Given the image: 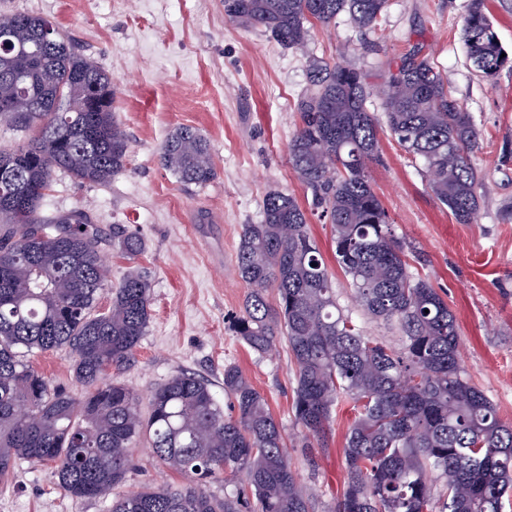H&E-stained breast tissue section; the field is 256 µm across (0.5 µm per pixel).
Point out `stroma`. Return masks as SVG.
I'll return each instance as SVG.
<instances>
[{
  "instance_id": "stroma-1",
  "label": "stroma",
  "mask_w": 512,
  "mask_h": 512,
  "mask_svg": "<svg viewBox=\"0 0 512 512\" xmlns=\"http://www.w3.org/2000/svg\"><path fill=\"white\" fill-rule=\"evenodd\" d=\"M470 0H390L381 35H362L348 14L310 28L306 51L287 49L260 28L244 29L224 0H0V15L30 13L52 21L112 76V110L130 145L126 168L104 186L55 172L44 201L59 215L88 207L96 224L139 234L137 261L150 276L151 318L130 362L114 379L147 396L172 375L193 372L224 396V367L238 365L282 424L288 458L311 496L312 512H333L345 481L352 404L339 401L324 438L307 436L291 418L294 380L286 344L253 353L228 325L243 311L248 286L235 272L242 228L262 220L273 189L310 208L295 177L288 144L308 87L305 54L366 72L381 85L387 63L421 47L470 112L479 133L471 161L487 192L476 223L459 224L435 198L419 162L380 132L383 163L373 182L395 233L408 246L416 277L447 300L459 326L460 359L469 380L512 425V71L495 82L468 61L462 27ZM189 126L209 141L215 169L206 185L182 184L160 163L163 141ZM310 227L336 281V303L365 335L396 343L397 333L360 310L339 268L330 225ZM125 490L176 482L146 441L132 452ZM111 499L65 496L52 465L18 461L0 485V512H108Z\"/></svg>"
}]
</instances>
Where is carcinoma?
Listing matches in <instances>:
<instances>
[{
    "mask_svg": "<svg viewBox=\"0 0 512 512\" xmlns=\"http://www.w3.org/2000/svg\"><path fill=\"white\" fill-rule=\"evenodd\" d=\"M486 0H471L462 38L476 73L491 81L512 70L502 56ZM389 0H224L244 28L260 27L288 49L303 48L307 23L342 12L365 34L380 30ZM0 121L32 131L21 147L0 148V481L16 462L52 464L66 496L92 499L125 482L141 439L184 482L118 494L110 512H311L266 397L238 366L224 367L222 406L191 372L141 398L112 379L132 358L151 311L146 272L134 264L108 287L102 230L82 209L42 215L52 173L106 185L127 162L129 142L112 113V76L48 19L14 15L0 34ZM309 89L288 146L299 182L331 225L336 262L368 315L396 326L399 345L363 334L336 305V282L294 195L271 190L263 220L240 235L236 270L251 288L230 325L252 351L287 343L293 361L294 423L314 437L339 400L352 402L345 485L334 512H503L512 497V425L466 377L448 302L407 261L369 175L381 163L379 124L367 108L369 75L308 58ZM385 122L439 203L472 224L484 186L471 162L478 131L447 77L412 49L388 62ZM162 166L187 186L210 182V145L179 127L160 147ZM133 260L135 232L112 236ZM276 292V303L268 290ZM110 292L106 311L98 310ZM66 347L84 392L53 387L28 357ZM247 484L217 498L208 485L226 471ZM444 477L439 496L429 477Z\"/></svg>",
    "mask_w": 512,
    "mask_h": 512,
    "instance_id": "1",
    "label": "carcinoma"
}]
</instances>
